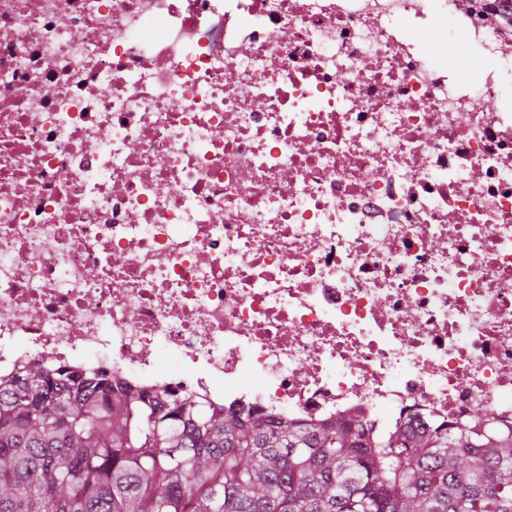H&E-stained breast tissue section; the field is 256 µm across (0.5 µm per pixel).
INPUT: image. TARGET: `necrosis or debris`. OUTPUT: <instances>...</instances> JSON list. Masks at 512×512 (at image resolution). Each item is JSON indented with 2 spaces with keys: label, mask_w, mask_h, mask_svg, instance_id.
I'll list each match as a JSON object with an SVG mask.
<instances>
[{
  "label": "necrosis or debris",
  "mask_w": 512,
  "mask_h": 512,
  "mask_svg": "<svg viewBox=\"0 0 512 512\" xmlns=\"http://www.w3.org/2000/svg\"><path fill=\"white\" fill-rule=\"evenodd\" d=\"M509 83L512 0H0V375L511 429Z\"/></svg>",
  "instance_id": "necrosis-or-debris-1"
}]
</instances>
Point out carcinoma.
<instances>
[{
    "label": "carcinoma",
    "mask_w": 512,
    "mask_h": 512,
    "mask_svg": "<svg viewBox=\"0 0 512 512\" xmlns=\"http://www.w3.org/2000/svg\"><path fill=\"white\" fill-rule=\"evenodd\" d=\"M217 416L50 362L0 376V512H512V431Z\"/></svg>",
    "instance_id": "1"
}]
</instances>
